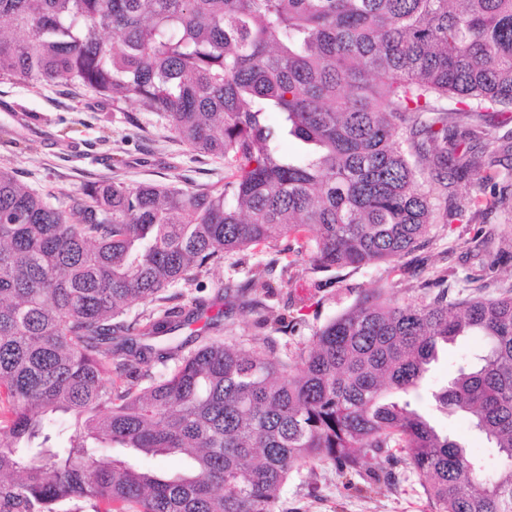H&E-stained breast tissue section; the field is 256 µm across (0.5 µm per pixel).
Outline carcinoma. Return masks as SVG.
Returning a JSON list of instances; mask_svg holds the SVG:
<instances>
[{
    "instance_id": "obj_1",
    "label": "carcinoma",
    "mask_w": 512,
    "mask_h": 512,
    "mask_svg": "<svg viewBox=\"0 0 512 512\" xmlns=\"http://www.w3.org/2000/svg\"><path fill=\"white\" fill-rule=\"evenodd\" d=\"M4 77L135 99L229 177L103 181L56 209L0 168V512H277L292 473L381 458L437 512H512V295L376 294L283 358L183 337L221 313L161 305L225 253L285 237L313 271L414 250L432 182L501 165L486 125L512 123V0H0ZM511 195L508 167L492 205ZM133 300L159 306L128 322ZM472 335L484 347L423 408L440 353ZM437 412L468 421L494 479ZM57 414L75 422L66 447L46 432ZM171 454L184 472L137 463Z\"/></svg>"
}]
</instances>
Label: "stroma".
<instances>
[{"label":"stroma","instance_id":"obj_1","mask_svg":"<svg viewBox=\"0 0 512 512\" xmlns=\"http://www.w3.org/2000/svg\"><path fill=\"white\" fill-rule=\"evenodd\" d=\"M0 167L49 205L65 207L69 195L88 184L117 180L178 188L219 189L224 160L193 151L167 122L129 100L112 104L86 87L19 77L0 79ZM432 194L449 206L468 204L464 217L432 224L426 238L399 261L316 272L302 261L288 264L294 241L225 254L195 279L166 291L170 305L197 300L222 310L218 330L226 340L270 338L277 355L310 344L315 332L370 293L391 303H420L424 285L439 282L450 297L462 292L466 275H483L482 296L512 294V212L472 206L489 185L468 178ZM265 267L270 290L263 300L297 318L294 328L275 333L258 325L253 308L240 304L238 289L252 271ZM365 473L342 475L326 462L292 474L279 512H436L417 476L405 463L392 467L390 481L367 484Z\"/></svg>","mask_w":512,"mask_h":512}]
</instances>
